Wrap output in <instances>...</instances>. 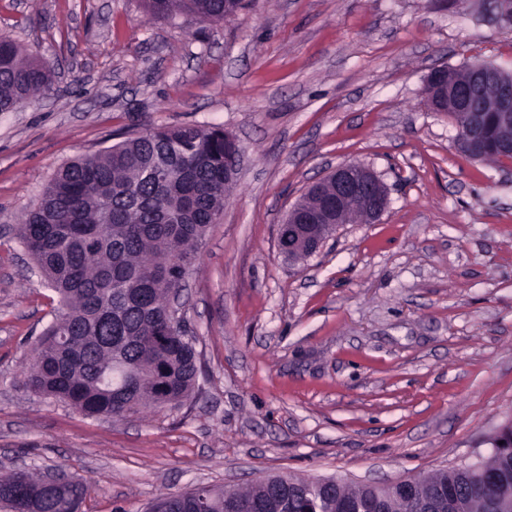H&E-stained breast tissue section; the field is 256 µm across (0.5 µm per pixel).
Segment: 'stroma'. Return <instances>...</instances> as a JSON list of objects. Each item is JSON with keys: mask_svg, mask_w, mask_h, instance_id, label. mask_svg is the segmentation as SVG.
I'll use <instances>...</instances> for the list:
<instances>
[{"mask_svg": "<svg viewBox=\"0 0 512 512\" xmlns=\"http://www.w3.org/2000/svg\"><path fill=\"white\" fill-rule=\"evenodd\" d=\"M0 34L54 72L0 112V475L61 467L80 512H148L269 473L388 484L490 456L512 426V160L460 152L422 89L439 66L512 72L495 0H249L215 24L0 0ZM181 124L224 128L243 156L182 292L194 396L88 418L24 384L57 298L17 227L73 156ZM349 161L388 208L288 259L284 215Z\"/></svg>", "mask_w": 512, "mask_h": 512, "instance_id": "obj_1", "label": "stroma"}]
</instances>
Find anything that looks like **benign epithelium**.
I'll list each match as a JSON object with an SVG mask.
<instances>
[{"mask_svg": "<svg viewBox=\"0 0 512 512\" xmlns=\"http://www.w3.org/2000/svg\"><path fill=\"white\" fill-rule=\"evenodd\" d=\"M454 82L448 81V68L432 69L425 87L442 102H451L458 112L469 115L465 135L457 145L470 156L485 159L512 155V75L494 68L466 67ZM241 152L224 153V175L233 182L238 174ZM322 192L310 194L307 205L296 204L285 223L279 225L278 246L290 259L314 255L326 237L323 225L335 232L359 218L378 220L389 204L387 187L379 176L361 162L336 166L323 180ZM259 504L230 496L225 512H254Z\"/></svg>", "mask_w": 512, "mask_h": 512, "instance_id": "1", "label": "benign epithelium"}]
</instances>
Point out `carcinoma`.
<instances>
[{"label":"carcinoma","instance_id":"cac0c4a2","mask_svg":"<svg viewBox=\"0 0 512 512\" xmlns=\"http://www.w3.org/2000/svg\"><path fill=\"white\" fill-rule=\"evenodd\" d=\"M154 16L219 23L243 0H144ZM52 72L8 36H0V112L16 110L51 84ZM231 186L224 184V129L185 124L151 128L64 163L24 214L17 238L60 311L38 340L25 373L33 392L88 417L122 418L189 401L197 351L184 321L168 310L199 245L220 221ZM502 473L485 483L484 468ZM422 491L470 494L473 512L512 487V455H491L460 470L420 476ZM288 512L308 508L302 493L319 478L279 476ZM264 501L268 478L245 488L200 486L191 494L205 512H224L228 493ZM84 485L64 474L54 485L37 474L0 476V502L36 512H78ZM373 501L379 512H423L397 489L336 488L333 499Z\"/></svg>","mask_w":512,"mask_h":512}]
</instances>
